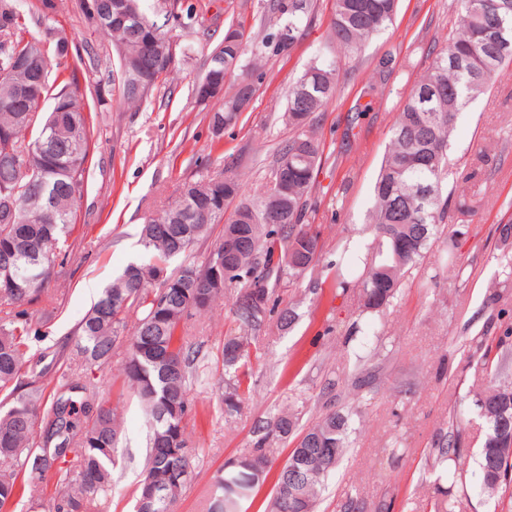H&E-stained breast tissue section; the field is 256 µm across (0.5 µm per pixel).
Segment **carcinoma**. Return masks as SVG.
Segmentation results:
<instances>
[{
  "label": "carcinoma",
  "instance_id": "1",
  "mask_svg": "<svg viewBox=\"0 0 512 512\" xmlns=\"http://www.w3.org/2000/svg\"><path fill=\"white\" fill-rule=\"evenodd\" d=\"M136 23L112 19L114 0H101L99 19L85 23L102 31L116 48L134 58L147 89L139 92L117 71L120 100L128 105L148 99L172 65L156 66L162 48H170L164 27L192 25L195 6L173 0L161 24L143 11L142 0H122ZM458 31L412 89L396 113L389 144L373 188L369 214L372 241L363 259L342 252L326 264L338 288L348 287L349 271L361 269L362 307L378 312L390 304L406 274L423 260L432 245L442 243L444 263L458 254L461 242L448 224V198L457 191L450 183L448 142L457 114L490 90L502 68L512 65V0H461ZM311 0H272L274 31L254 45L256 55L289 53L304 35L311 19ZM398 0H336L329 43L338 52H354L392 21ZM25 16L17 0H0V191L12 196L14 219L0 209V267L8 264L15 283L3 287L0 279V390L10 391L12 402L0 411V510L16 512L23 501L44 494L47 473L56 480L52 512H109L112 506V470L119 428L118 407L103 397L106 383L95 371L112 363V353L132 326L124 374L148 413V450L139 484L161 487L155 501L134 506V512H172L190 476L171 482L175 472L191 467L194 449L186 436L185 419L192 402L195 375L192 352L176 332L192 312L209 310L221 292L207 287L211 254L168 271L169 262L192 253L211 225L224 223V236L243 241L237 254L224 259V287L238 289L235 317L240 325L259 328L274 311L275 288L286 279L295 282L321 260L317 233L307 224L308 194L322 161L320 143L312 131L315 115L335 97L338 78L331 63L315 61L288 89L285 115L295 135L273 162L266 191L257 198L241 193L237 177L224 170L184 184L179 197L162 213L149 219L140 233L148 260L128 264L104 289L80 321L74 348L57 353L62 372L56 389L44 394L43 373L32 375L29 389L17 394L30 336L34 328L31 308L48 292L55 269L68 257V239L75 226L76 207L87 187L86 161L90 125L80 81L51 74L44 47L57 50L68 42L66 34L46 27L45 40L25 39ZM248 39L239 26L229 25L223 40L209 56L206 73L194 94L203 102L206 86L216 77L234 79L233 94L212 113L210 124L237 122L246 100L254 99L263 82L257 68L243 69L241 58ZM395 59L386 54L377 61L373 80L364 88L368 101L353 117L357 122L372 111ZM29 95L17 98L18 87ZM53 100L48 112L40 100ZM47 125L57 137L46 153L38 152V138H27ZM48 186L50 207L34 204L42 186ZM166 271L164 287L145 288L143 270ZM477 355L469 366L485 373L492 386L478 394L474 406L483 427L478 467L485 493L497 497L512 488V447H501L512 436V327L490 338L467 339ZM248 341L237 337L224 342L226 371H234L232 390L224 396L229 413L240 409L241 368L248 358ZM41 419L42 438L35 434ZM293 412L278 413L257 431L253 448L239 458L246 467L224 470L216 484L210 512H243L260 476L271 470L266 444L270 435L296 436L286 464L276 476L267 512H314L330 472L349 446L350 414L330 410L300 434ZM461 440L453 431L431 448L433 464L443 465L459 454ZM48 453L60 458L55 465H37Z\"/></svg>",
  "mask_w": 512,
  "mask_h": 512
}]
</instances>
